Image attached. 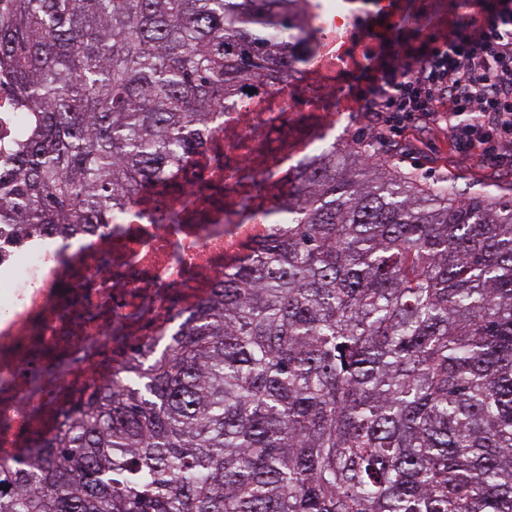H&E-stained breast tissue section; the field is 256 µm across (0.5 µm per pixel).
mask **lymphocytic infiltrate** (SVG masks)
I'll return each mask as SVG.
<instances>
[{
	"label": "lymphocytic infiltrate",
	"instance_id": "f902f5d3",
	"mask_svg": "<svg viewBox=\"0 0 512 512\" xmlns=\"http://www.w3.org/2000/svg\"><path fill=\"white\" fill-rule=\"evenodd\" d=\"M405 53L419 69L386 64L361 93L385 126L445 107L464 118L450 134L459 149L491 155L512 144V0H498L481 27L449 23L441 46Z\"/></svg>",
	"mask_w": 512,
	"mask_h": 512
}]
</instances>
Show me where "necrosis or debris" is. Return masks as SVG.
<instances>
[{
	"label": "necrosis or debris",
	"instance_id": "obj_1",
	"mask_svg": "<svg viewBox=\"0 0 512 512\" xmlns=\"http://www.w3.org/2000/svg\"><path fill=\"white\" fill-rule=\"evenodd\" d=\"M405 0H309L302 30L319 50L286 81L241 89L204 147L142 183L108 227L18 239L0 226V459L34 451L62 414L108 384L116 325L165 335L225 271L246 265L294 172L348 112L339 88L369 49L389 44Z\"/></svg>",
	"mask_w": 512,
	"mask_h": 512
}]
</instances>
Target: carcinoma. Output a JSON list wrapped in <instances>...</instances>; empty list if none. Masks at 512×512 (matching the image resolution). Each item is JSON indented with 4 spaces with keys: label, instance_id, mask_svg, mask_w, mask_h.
Segmentation results:
<instances>
[{
    "label": "carcinoma",
    "instance_id": "1",
    "mask_svg": "<svg viewBox=\"0 0 512 512\" xmlns=\"http://www.w3.org/2000/svg\"><path fill=\"white\" fill-rule=\"evenodd\" d=\"M301 2L0 0V225L110 224L288 78ZM371 155L321 147L247 265L0 461V512H512V197ZM0 148H1V167L4 163L3 150L6 145L15 140L19 129L22 126V113L25 112L17 108L10 99L7 91H0Z\"/></svg>",
    "mask_w": 512,
    "mask_h": 512
}]
</instances>
